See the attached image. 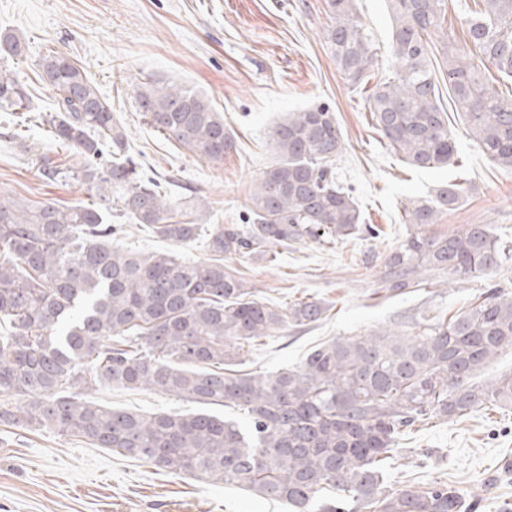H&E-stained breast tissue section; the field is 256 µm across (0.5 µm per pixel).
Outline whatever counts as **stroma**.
I'll return each instance as SVG.
<instances>
[{
    "mask_svg": "<svg viewBox=\"0 0 512 512\" xmlns=\"http://www.w3.org/2000/svg\"><path fill=\"white\" fill-rule=\"evenodd\" d=\"M359 22L376 48L372 82L391 76V19L384 0H357ZM330 23L325 0H0V33L16 34L22 60L0 59L30 91L34 117L24 126L0 112V191L29 204L90 202L85 186L42 177L43 158L73 159L57 148L41 121L54 109V93L40 80L36 62L47 50L67 54L90 77L125 126L147 175L203 227L239 223L255 180L275 161L267 146L289 113L329 105L343 133L336 162L351 186L365 223L377 238L333 246L307 243L283 251L276 263L252 257L231 261L260 300L287 305L306 297L330 303L320 322L266 341L243 368H288L319 344L360 336L379 326L403 327L434 311L455 314L471 306L486 281L512 289V263L489 278L432 273L426 287L395 293L381 280L391 250L406 238L403 210L446 181L466 194L429 233L460 224H488L512 240V172L499 168L451 119L459 164L425 171L406 165L375 128L363 95L338 70L324 41ZM163 80L206 93L234 136L236 149L219 163L196 158L153 131L137 110L135 87ZM115 243L137 251H174L188 262H209L205 238L173 246L149 229L127 222ZM100 403L146 413L183 412L187 402L149 391L104 388ZM386 487L397 491L444 478L476 503L477 512H499L512 503V412L437 422L403 441ZM0 512H287L285 506L223 484H205L97 448L54 430L29 431L0 423Z\"/></svg>",
    "mask_w": 512,
    "mask_h": 512,
    "instance_id": "35a3bbf8",
    "label": "stroma"
}]
</instances>
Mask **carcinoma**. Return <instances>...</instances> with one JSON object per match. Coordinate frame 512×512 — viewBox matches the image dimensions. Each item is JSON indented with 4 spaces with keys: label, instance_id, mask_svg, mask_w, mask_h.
<instances>
[{
    "label": "carcinoma",
    "instance_id": "obj_1",
    "mask_svg": "<svg viewBox=\"0 0 512 512\" xmlns=\"http://www.w3.org/2000/svg\"><path fill=\"white\" fill-rule=\"evenodd\" d=\"M391 16L390 78L365 99L375 126L409 165H456L440 86L469 136L512 171V98L489 87L482 71L455 49L444 26L447 0H386ZM465 19L470 40L512 79V0H480ZM324 39L354 87L368 78L377 48L358 21L356 0H326ZM0 52L25 56L21 40L0 35ZM36 66L55 94L43 118L76 168L46 164L49 180L88 187L92 203L35 206L0 192V422L56 430L131 460L209 484L236 485L291 512H469L445 481L388 492L387 463L414 428L492 408L512 410V373L477 376L512 349V290L489 284L470 308L435 314L411 330L379 328L339 336L298 365L264 374L231 366L289 327L323 318L326 306L301 298L275 307L218 263H188L172 252L121 251L116 211L176 246L199 236L188 212L145 174L123 125L84 70L50 50ZM138 110L155 131L209 162L235 148L224 118L191 87L137 85ZM0 110L31 111L18 76L0 67ZM277 162L256 180L240 224H216L207 248L224 259L273 263L306 241L334 245L376 229L363 223L352 190L333 165L343 134L335 112L313 105L292 113L269 135ZM463 184L439 185L404 208L406 239L388 256L383 280L403 292L426 284L422 273L488 275L512 261V242L486 224H461L443 236L422 227L459 207ZM100 387L148 389L196 406L145 415L86 398ZM235 406L245 421L210 411Z\"/></svg>",
    "mask_w": 512,
    "mask_h": 512
}]
</instances>
